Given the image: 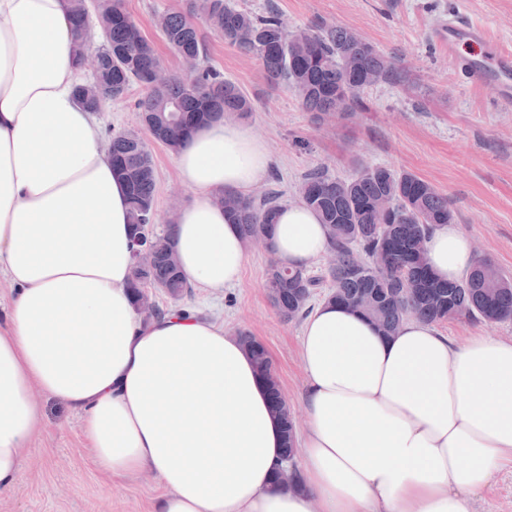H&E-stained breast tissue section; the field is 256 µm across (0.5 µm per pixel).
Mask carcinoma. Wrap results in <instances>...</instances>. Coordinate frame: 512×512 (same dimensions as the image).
Returning <instances> with one entry per match:
<instances>
[{"instance_id":"obj_1","label":"carcinoma","mask_w":512,"mask_h":512,"mask_svg":"<svg viewBox=\"0 0 512 512\" xmlns=\"http://www.w3.org/2000/svg\"><path fill=\"white\" fill-rule=\"evenodd\" d=\"M199 20L225 43L260 59L269 83L291 85L307 112L341 116L361 112L368 88L399 85L407 78L395 60L349 28L336 25L290 32L272 10L257 14L237 7L232 0H188L185 11L164 12L157 19L166 42L186 64L185 73H171L165 82H156L154 72L160 61L131 20L112 30L96 48L100 57L92 76L98 89L96 99H87L79 86L75 89L78 101L98 112L106 103L122 98L130 83L144 85L149 92L136 103L140 122L154 140L175 152L188 137L186 130L174 125L179 112L194 113L198 126L248 116L252 103L238 87L201 66L205 45L199 36ZM109 144L112 165L128 186L132 224L142 226L141 238L132 250L133 301L139 309L163 315L165 311L152 301L153 291L162 290L177 302L189 285L180 265L171 260L173 225L166 224L160 231L150 229L157 187L153 157L134 132H117ZM298 193L326 225L333 261L324 280L305 268H289L271 260L265 288L284 319L305 314L326 281L325 299L339 296L355 309L366 306L367 316L385 335L394 334L408 317L429 323L478 316L488 321L512 319V279L489 259L476 258L454 282L442 284L431 276L420 245L433 225L450 224L453 215L448 198L429 182L385 166H362L347 179L315 168L303 175ZM220 203L238 224L243 240L270 236L277 198L226 194ZM237 336L263 374L271 397L278 398L281 392L265 346L247 329L238 330ZM276 412L282 419L285 448L291 452L297 440L288 404L281 403Z\"/></svg>"}]
</instances>
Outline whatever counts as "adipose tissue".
Returning a JSON list of instances; mask_svg holds the SVG:
<instances>
[{
  "mask_svg": "<svg viewBox=\"0 0 512 512\" xmlns=\"http://www.w3.org/2000/svg\"><path fill=\"white\" fill-rule=\"evenodd\" d=\"M68 0H0V490L11 488L43 420L41 390L82 418L99 472L154 474L153 512H472L512 464V341L454 343L407 318L391 336L319 303L300 339V485L275 480L284 432L249 351L195 315L149 320L129 290L134 228L125 182L75 88L83 72ZM267 145L226 120L176 154L192 200L174 212L189 284L235 283L245 245L216 198L244 195L271 166ZM303 203L277 211L272 254L308 266L328 248ZM454 280L476 255L452 224L426 242Z\"/></svg>",
  "mask_w": 512,
  "mask_h": 512,
  "instance_id": "adipose-tissue-1",
  "label": "adipose tissue"
}]
</instances>
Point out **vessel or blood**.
<instances>
[{
    "instance_id": "vessel-or-blood-1",
    "label": "vessel or blood",
    "mask_w": 512,
    "mask_h": 512,
    "mask_svg": "<svg viewBox=\"0 0 512 512\" xmlns=\"http://www.w3.org/2000/svg\"><path fill=\"white\" fill-rule=\"evenodd\" d=\"M462 35L468 36L471 42L482 44L484 47L483 52L463 61V68L478 78L493 75L498 83L500 98L504 100L512 98V54L487 46L482 29L454 20L449 21V45H456L459 36Z\"/></svg>"
}]
</instances>
